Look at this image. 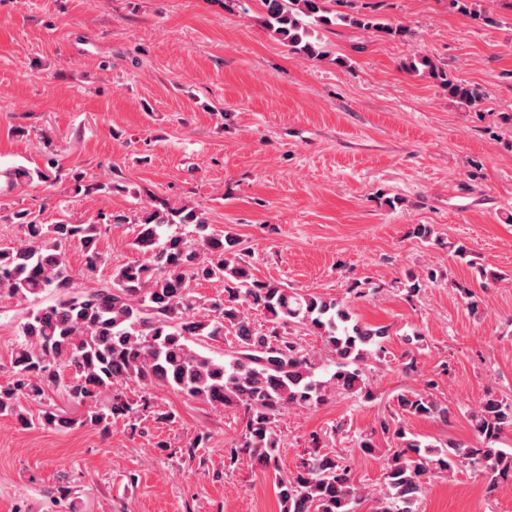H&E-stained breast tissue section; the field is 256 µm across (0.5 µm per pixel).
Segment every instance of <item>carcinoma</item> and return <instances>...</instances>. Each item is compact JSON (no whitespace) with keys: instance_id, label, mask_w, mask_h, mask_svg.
<instances>
[{"instance_id":"1","label":"carcinoma","mask_w":512,"mask_h":512,"mask_svg":"<svg viewBox=\"0 0 512 512\" xmlns=\"http://www.w3.org/2000/svg\"><path fill=\"white\" fill-rule=\"evenodd\" d=\"M329 0H262L266 28L288 43L297 55H320L312 42L314 27L348 25L386 35L406 37L410 29L382 24L366 15L331 13ZM407 69L424 71L448 88V95L467 106L483 100L476 86L446 78L427 56L410 59ZM11 184L45 181V171L16 167L3 172ZM11 219L24 239L0 246V296L32 302L20 323L21 340L11 350L10 381L0 386V416L21 430L47 426L69 428L79 423L105 433L112 420L137 429L144 412L171 421L175 414L160 407L154 390H177L211 406L243 411L238 445L225 449L227 466L246 464L274 474L282 512H357L364 500L377 503L375 512H415L430 478L469 468L495 485L512 478V451L497 446L512 432V401L486 394L471 413V426L480 445L440 446L406 430L410 417L448 422V408L433 394L437 383L393 398L391 417L356 439L361 452L373 455L379 439L392 441L377 492L355 481L345 457L325 450L336 430L310 435L309 458L295 472L278 467L280 436L277 423L290 408L312 409L338 392L375 398L365 374L367 362L384 353L389 328L361 321L352 302L364 296L352 282L341 298L303 293L252 273L240 239L226 232H209L207 218L193 208L170 207L160 201L140 216L112 214L106 222L41 224L27 210ZM134 223L133 240L143 259L114 270L110 281L84 287L74 278L66 247L79 243L87 270L101 260L97 242L103 228ZM216 281L223 295L200 303L191 283ZM265 317L258 325L249 310ZM297 324L325 341L336 360L327 380L318 378L315 359L292 335ZM232 336L224 358L201 354L196 346L222 342ZM142 389L132 399L128 384ZM61 388L72 404L84 408L76 422L51 406L50 391ZM38 404L33 415L28 405Z\"/></svg>"}]
</instances>
